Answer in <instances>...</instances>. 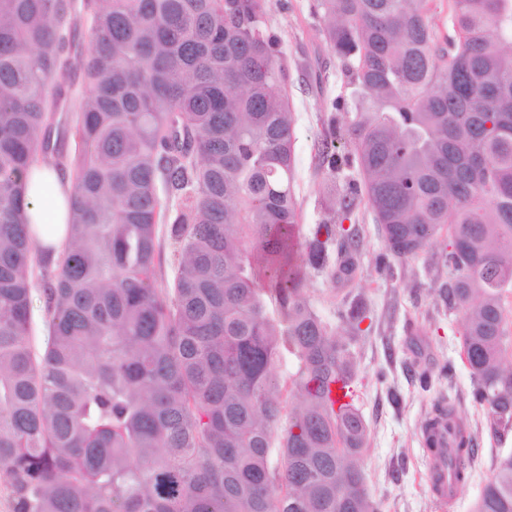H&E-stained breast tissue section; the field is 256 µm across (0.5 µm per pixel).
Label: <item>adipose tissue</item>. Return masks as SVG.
<instances>
[{"mask_svg": "<svg viewBox=\"0 0 512 512\" xmlns=\"http://www.w3.org/2000/svg\"><path fill=\"white\" fill-rule=\"evenodd\" d=\"M35 172L49 185L50 190L29 195L28 212L37 223L45 226L43 240L57 252L66 240V200L72 191V184L66 172L43 162L36 164Z\"/></svg>", "mask_w": 512, "mask_h": 512, "instance_id": "obj_1", "label": "adipose tissue"}]
</instances>
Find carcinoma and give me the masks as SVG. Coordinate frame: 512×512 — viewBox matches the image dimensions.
Segmentation results:
<instances>
[{"instance_id":"1","label":"carcinoma","mask_w":512,"mask_h":512,"mask_svg":"<svg viewBox=\"0 0 512 512\" xmlns=\"http://www.w3.org/2000/svg\"><path fill=\"white\" fill-rule=\"evenodd\" d=\"M315 14L349 78L348 135L387 250L409 259L448 233L446 304L503 440L512 0H316ZM288 80L267 0H0V475L13 512H382L354 461L367 424L330 398L353 383L352 352L303 288L305 268L355 272L358 241L338 223L350 204L297 243ZM56 112L75 119L53 139ZM69 137L68 240L51 260L26 195L36 161L62 168ZM162 224L168 288L155 287ZM344 305L359 331L362 300ZM448 427L463 485L475 441L451 406ZM473 512H512V453Z\"/></svg>"}]
</instances>
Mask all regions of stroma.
<instances>
[{
    "mask_svg": "<svg viewBox=\"0 0 512 512\" xmlns=\"http://www.w3.org/2000/svg\"><path fill=\"white\" fill-rule=\"evenodd\" d=\"M315 0H268L273 30L282 40L290 74L288 94L295 112V192L302 232L321 223L329 182L344 186L355 178L346 167L329 178L318 158L322 141L341 155L352 148L340 139L355 117L352 106L331 108L347 77L324 37L326 23L314 13ZM350 225L359 242L357 269L350 281L304 272V288L319 314L339 324L346 295L361 296L366 317L350 350L356 364L354 403L368 425L357 456L368 491L383 512H471L497 459L512 453V435L498 440L487 414L471 398L473 384L460 351L462 315L445 308L440 293L448 283L443 265L448 237L441 234L416 257L400 260L387 250L378 224L362 197H355ZM429 376L421 387L420 373ZM452 405L475 438L471 476L451 501L442 503L428 484V451L420 429L437 405Z\"/></svg>",
    "mask_w": 512,
    "mask_h": 512,
    "instance_id": "obj_1",
    "label": "stroma"
}]
</instances>
